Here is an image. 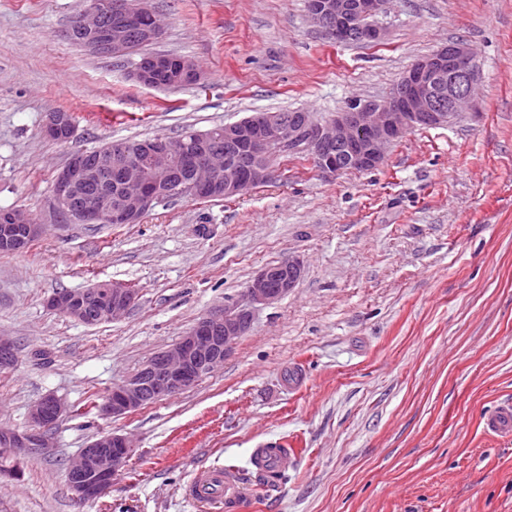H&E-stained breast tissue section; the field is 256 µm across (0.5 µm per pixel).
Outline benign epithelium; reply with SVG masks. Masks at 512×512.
<instances>
[{"label": "benign epithelium", "mask_w": 512, "mask_h": 512, "mask_svg": "<svg viewBox=\"0 0 512 512\" xmlns=\"http://www.w3.org/2000/svg\"><path fill=\"white\" fill-rule=\"evenodd\" d=\"M386 3L309 0L308 17L338 42H378L385 30L374 18ZM75 29L86 35V51L112 58L128 54L132 38L152 43L162 33L152 12L136 0L125 7L117 0H83ZM163 71L170 73L172 83L179 87L202 80L191 60L180 58L172 63L165 56L142 60L132 77L149 85ZM476 84L474 54L466 44L456 43L414 63L386 98H354L325 120L306 116L293 122L276 112H256L221 130L176 139L158 137L142 148L116 143L107 155L91 160L86 153L75 151L55 176L49 211L52 218L70 224H136L153 205L172 197L228 198L272 182L278 177L274 162L283 149L307 153L317 170L327 176L349 170L371 171L384 162L390 147L407 130L457 121L472 106ZM43 134L56 142L71 140L74 125L68 113H48ZM221 139L239 145L254 163L246 168L224 163L217 147ZM176 165L194 170V179L185 183L173 178L171 170ZM114 176L121 186L117 200L107 193H82L88 185L112 183ZM42 230L40 220L26 212L6 210L0 213V251H22ZM301 274L297 259L262 268L247 288L245 303L211 312L179 342L153 354L136 373L112 389L100 406L102 415L122 416L196 386L222 366L237 341L248 334L254 309L281 300L295 288ZM133 303L132 290L106 283L57 292L48 300L49 308L85 325L112 320ZM15 363L14 342L0 337V366L11 369ZM63 411L61 400L46 394L29 408V429L3 431L0 448L16 467L54 447L50 428ZM133 451L130 438L116 432L104 433L88 444L68 467V482L75 496L82 501L101 498L112 477L128 466Z\"/></svg>", "instance_id": "benign-epithelium-1"}]
</instances>
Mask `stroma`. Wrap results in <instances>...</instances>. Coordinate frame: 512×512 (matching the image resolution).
<instances>
[{"instance_id":"1","label":"stroma","mask_w":512,"mask_h":512,"mask_svg":"<svg viewBox=\"0 0 512 512\" xmlns=\"http://www.w3.org/2000/svg\"><path fill=\"white\" fill-rule=\"evenodd\" d=\"M164 23L154 51L203 74L181 89L132 78L137 54L68 43L81 0H0V208L46 230L0 255V427L28 426L52 393L54 446L0 481V512H195L182 486L201 467L247 468L279 443L298 461L276 487L247 481L241 512H512V438L483 417L512 399V0H388L384 40L343 44L306 0H145ZM469 44L477 112L414 128L371 172L322 175L279 159L277 178L223 200L183 197L136 224H59L48 212L71 154L174 138L255 112L324 119L383 99L420 58ZM75 119L65 144L46 113ZM297 258V287L257 307L250 332L193 389L112 418V388L211 311L243 302L264 266ZM100 282L132 288L120 318L87 326L47 306ZM134 453L99 500H77L67 462L102 433Z\"/></svg>"}]
</instances>
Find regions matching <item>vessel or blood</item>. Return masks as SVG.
Wrapping results in <instances>:
<instances>
[{
	"label": "vessel or blood",
	"mask_w": 512,
	"mask_h": 512,
	"mask_svg": "<svg viewBox=\"0 0 512 512\" xmlns=\"http://www.w3.org/2000/svg\"><path fill=\"white\" fill-rule=\"evenodd\" d=\"M486 431L497 437L512 436V399L500 402L484 419ZM295 461V455L276 444L253 449L251 474L256 481H267L284 473ZM244 483L240 469L233 466H209L201 469L186 485L184 494L193 506L225 505L237 512L242 506Z\"/></svg>",
	"instance_id": "b4317fda"
}]
</instances>
